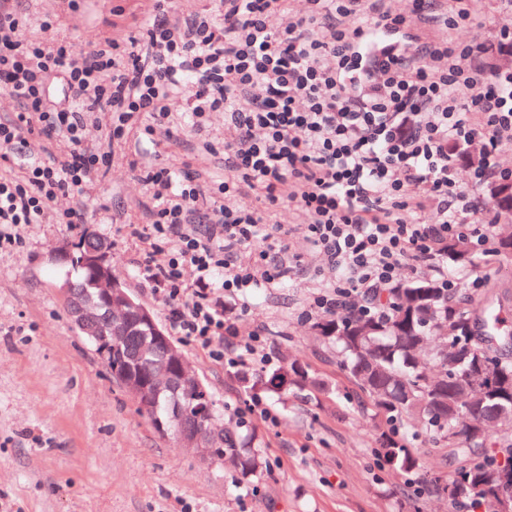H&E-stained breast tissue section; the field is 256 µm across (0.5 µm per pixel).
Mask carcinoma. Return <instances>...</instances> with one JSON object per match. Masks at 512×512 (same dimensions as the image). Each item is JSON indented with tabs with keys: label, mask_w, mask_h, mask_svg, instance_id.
I'll return each mask as SVG.
<instances>
[{
	"label": "carcinoma",
	"mask_w": 512,
	"mask_h": 512,
	"mask_svg": "<svg viewBox=\"0 0 512 512\" xmlns=\"http://www.w3.org/2000/svg\"><path fill=\"white\" fill-rule=\"evenodd\" d=\"M458 160L470 168L481 164L482 149L470 143L462 149L449 146ZM490 181L484 193L498 216L505 219L501 230L491 240V248L503 260H512V211L494 197ZM105 239L88 234L65 255L76 273V283L68 288L67 308L73 311L91 300L98 303L96 312L85 323L75 324L96 353L107 363L118 379L133 375L145 378L168 361L165 345L155 346L143 355L149 340L148 326L133 322L122 328L112 318L108 306L99 302V275L88 266V258L96 254ZM437 249L459 267L472 264L473 246L461 237L441 242ZM370 303L385 309L386 315L330 316L317 323L320 337L336 344L353 381L367 403L386 421H408L414 428L434 436L441 448H447L459 459L450 477L435 476L417 482L416 494L436 496L449 486L448 512H459L462 498H471L484 512L499 510V473L512 472V440H501L490 434L476 438L467 431L499 404L512 410V353L499 355V384L479 396L470 392L466 377L475 363L474 353L483 338L504 343L507 331L499 329L505 307L487 297L478 301L470 292L451 290L433 278L400 280L375 292ZM261 390L281 400L293 390L310 387L331 394L329 385L312 375L301 363L293 361L261 374L257 378ZM179 414L166 427L173 436L184 429L213 428L216 406L204 383L178 394ZM380 458L405 475L416 473L420 461L406 438L394 430L381 432ZM215 454L230 460L243 475L254 474L267 466L259 451L245 437L223 434L214 445Z\"/></svg>",
	"instance_id": "obj_1"
}]
</instances>
